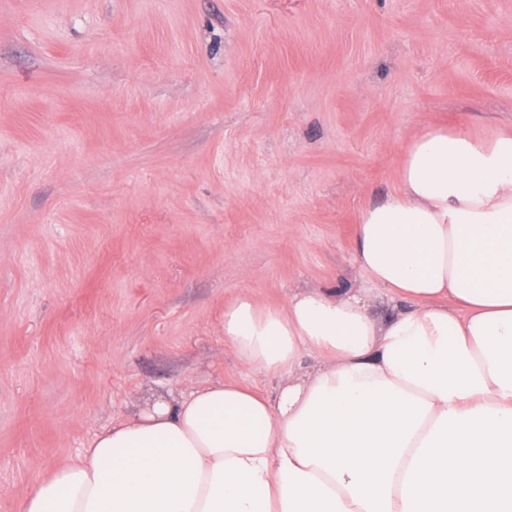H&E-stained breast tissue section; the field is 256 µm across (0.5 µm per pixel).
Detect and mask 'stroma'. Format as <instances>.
<instances>
[{
  "mask_svg": "<svg viewBox=\"0 0 512 512\" xmlns=\"http://www.w3.org/2000/svg\"><path fill=\"white\" fill-rule=\"evenodd\" d=\"M512 125V0H0V512L216 380L250 296L366 288L360 211Z\"/></svg>",
  "mask_w": 512,
  "mask_h": 512,
  "instance_id": "obj_1",
  "label": "stroma"
}]
</instances>
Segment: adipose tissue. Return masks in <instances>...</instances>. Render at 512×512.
<instances>
[{
	"label": "adipose tissue",
	"instance_id": "adipose-tissue-1",
	"mask_svg": "<svg viewBox=\"0 0 512 512\" xmlns=\"http://www.w3.org/2000/svg\"><path fill=\"white\" fill-rule=\"evenodd\" d=\"M354 245L385 321L359 288L239 297L224 338L250 372H288L275 395L157 400L20 512H512V130L423 129Z\"/></svg>",
	"mask_w": 512,
	"mask_h": 512
}]
</instances>
